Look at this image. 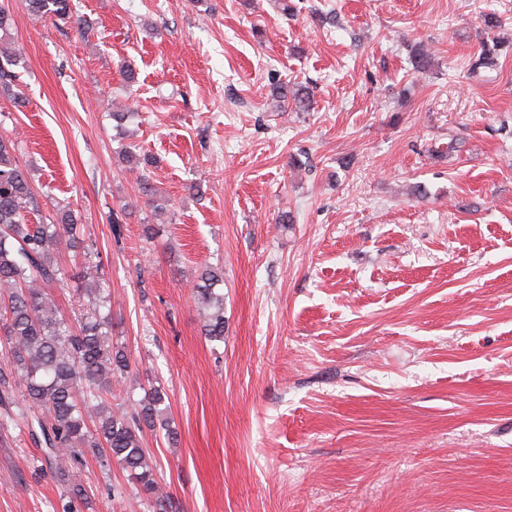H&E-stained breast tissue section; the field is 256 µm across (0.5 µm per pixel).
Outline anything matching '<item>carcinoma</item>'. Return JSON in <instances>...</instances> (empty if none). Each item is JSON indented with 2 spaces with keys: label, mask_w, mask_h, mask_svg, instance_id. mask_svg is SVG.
<instances>
[{
  "label": "carcinoma",
  "mask_w": 512,
  "mask_h": 512,
  "mask_svg": "<svg viewBox=\"0 0 512 512\" xmlns=\"http://www.w3.org/2000/svg\"><path fill=\"white\" fill-rule=\"evenodd\" d=\"M31 12L50 18L69 17L68 0H28ZM12 19L0 5V88L8 90L14 73L7 70L20 53L9 38ZM505 40L493 37L469 62V74L479 76L496 65L497 51ZM273 95L280 102L293 97L296 105L308 106L304 88L288 92L277 84ZM14 144L0 137V330L8 346L11 365L0 367V406L15 404L21 393L18 416L25 419L32 438L41 446L56 481L75 498L88 491L72 480V470L83 448H104L128 470L143 493L159 510L168 495L154 477L157 463L144 448V429L163 430L175 440L177 432L166 415V394L157 387L130 411H116L108 401L112 382L130 373L125 351L112 341V293L97 273L101 261L84 253L83 278L94 279L85 289V313L71 323L59 311L46 289L62 280L56 253L63 245L76 246L77 224L73 210L59 207L48 221L34 224L29 218L34 200L30 181L17 164ZM126 162L141 172L139 186L151 207L149 167L153 159L128 148ZM198 297L204 309V335L224 341V296L214 286L224 281V270L205 266L199 276Z\"/></svg>",
  "instance_id": "carcinoma-1"
}]
</instances>
